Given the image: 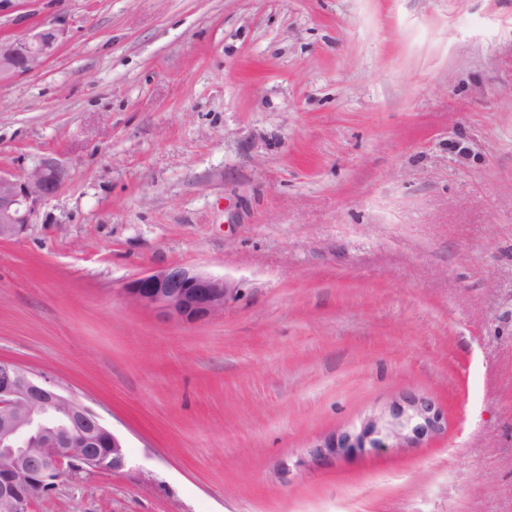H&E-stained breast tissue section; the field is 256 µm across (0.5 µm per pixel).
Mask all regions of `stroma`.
Listing matches in <instances>:
<instances>
[{
	"mask_svg": "<svg viewBox=\"0 0 512 512\" xmlns=\"http://www.w3.org/2000/svg\"><path fill=\"white\" fill-rule=\"evenodd\" d=\"M0 169L65 170L0 241V361L126 443L31 512H512V0H0ZM238 293L163 321L127 282ZM412 392L443 430L314 462ZM60 36V29L42 24L16 37H0V81L40 69L54 53ZM237 292L224 276L181 263L141 274L124 288L129 302L158 319L183 324H195L223 314Z\"/></svg>",
	"mask_w": 512,
	"mask_h": 512,
	"instance_id": "stroma-1",
	"label": "stroma"
}]
</instances>
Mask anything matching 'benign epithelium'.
Instances as JSON below:
<instances>
[{"label": "benign epithelium", "instance_id": "1", "mask_svg": "<svg viewBox=\"0 0 512 512\" xmlns=\"http://www.w3.org/2000/svg\"><path fill=\"white\" fill-rule=\"evenodd\" d=\"M60 36V29L42 24L0 37V81L40 69ZM63 181V170L49 158L21 175L0 169V240L19 237ZM124 295L163 321L195 324L223 314L237 289L222 276L177 263L131 279ZM441 429L442 416L433 402L405 396L360 429L342 430L314 445L311 454L339 460L369 448H407ZM103 446L112 461L103 458ZM124 448L123 439L93 408L47 376L0 361V512H27L29 489L43 476L124 468Z\"/></svg>", "mask_w": 512, "mask_h": 512}]
</instances>
